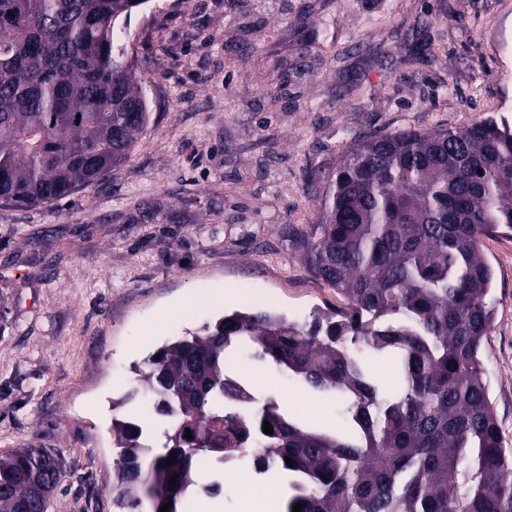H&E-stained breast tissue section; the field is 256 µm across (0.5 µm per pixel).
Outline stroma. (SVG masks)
Here are the masks:
<instances>
[{
    "label": "stroma",
    "mask_w": 512,
    "mask_h": 512,
    "mask_svg": "<svg viewBox=\"0 0 512 512\" xmlns=\"http://www.w3.org/2000/svg\"><path fill=\"white\" fill-rule=\"evenodd\" d=\"M124 44L150 111L130 159L52 205L0 204V455L59 454L49 512H114L113 404L167 340L233 310L343 306L282 229L316 222L318 179L358 135L512 117V0H146ZM482 252L512 453V237ZM235 370L293 412L294 378L247 356Z\"/></svg>",
    "instance_id": "1"
}]
</instances>
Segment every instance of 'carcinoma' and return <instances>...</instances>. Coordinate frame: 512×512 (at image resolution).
<instances>
[{"instance_id": "carcinoma-1", "label": "carcinoma", "mask_w": 512, "mask_h": 512, "mask_svg": "<svg viewBox=\"0 0 512 512\" xmlns=\"http://www.w3.org/2000/svg\"><path fill=\"white\" fill-rule=\"evenodd\" d=\"M143 3L0 0V204L51 205L129 160L149 112L117 28ZM510 233L508 118L358 137L293 243L346 307L303 323L235 311L150 355L117 405L151 399L165 441L132 415L112 420L117 512H197L213 496L200 471L222 484L239 460L288 479L283 512H512L482 360L495 322L483 238ZM241 345L306 399L340 396L343 424L314 429L258 400L233 368ZM61 476L48 448L1 455L0 512H47Z\"/></svg>"}]
</instances>
